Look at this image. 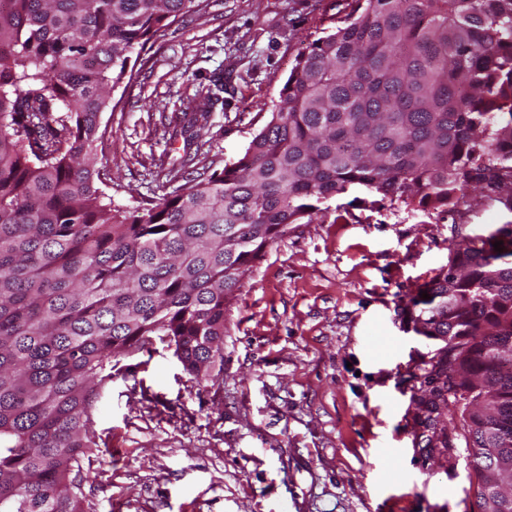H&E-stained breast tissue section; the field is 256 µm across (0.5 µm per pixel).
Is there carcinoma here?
<instances>
[{
  "label": "carcinoma",
  "instance_id": "1",
  "mask_svg": "<svg viewBox=\"0 0 512 512\" xmlns=\"http://www.w3.org/2000/svg\"><path fill=\"white\" fill-rule=\"evenodd\" d=\"M193 2L0 0V512H84L96 389L157 343L210 380L244 276L301 219L355 188L411 211L485 188L512 210V0H355L236 161L113 206L100 116L129 54ZM419 290L414 332L456 338L424 375L470 376L448 388L464 408L498 385L502 420L463 415L482 501L489 459L512 455V370L490 351L512 345V230L455 243Z\"/></svg>",
  "mask_w": 512,
  "mask_h": 512
}]
</instances>
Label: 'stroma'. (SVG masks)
<instances>
[{"label": "stroma", "instance_id": "stroma-1", "mask_svg": "<svg viewBox=\"0 0 512 512\" xmlns=\"http://www.w3.org/2000/svg\"><path fill=\"white\" fill-rule=\"evenodd\" d=\"M135 50L100 117L114 204L135 207L234 162L265 125L295 61L354 0H197ZM213 104L196 119L198 90ZM195 119L200 147L178 131ZM355 198L294 225L246 275L227 313L224 366L196 384L171 350L122 359L97 390L104 447L85 454L86 512H473L461 409L424 447L436 388L408 329L417 288L464 236L512 223L493 194L412 212Z\"/></svg>", "mask_w": 512, "mask_h": 512}]
</instances>
